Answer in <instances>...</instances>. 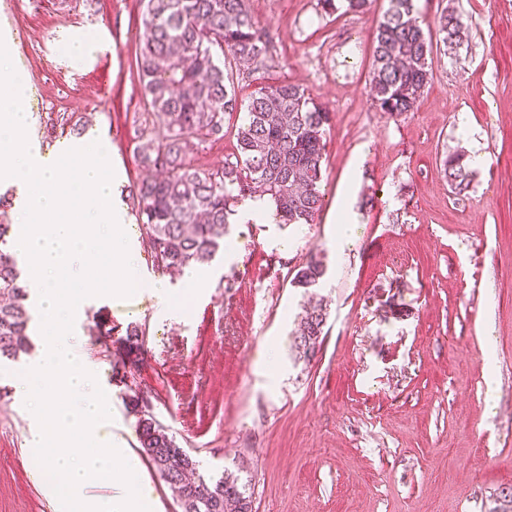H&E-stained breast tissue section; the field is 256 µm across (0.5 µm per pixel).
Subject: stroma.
Returning a JSON list of instances; mask_svg holds the SVG:
<instances>
[{
    "mask_svg": "<svg viewBox=\"0 0 512 512\" xmlns=\"http://www.w3.org/2000/svg\"><path fill=\"white\" fill-rule=\"evenodd\" d=\"M415 4L422 26L453 9L469 32L435 51L423 96L393 117L368 79L388 0L363 14L249 0L271 41L265 81L303 85L330 115L319 223L231 216L235 253L203 264L207 284L181 318L141 291L98 299L79 324L78 350L111 391L113 434L138 450L129 397L139 393L201 475L251 479L252 512H492L512 486V0ZM143 10L141 0H0V40L29 82L34 135L76 142L64 120L85 117L124 187L145 176L136 148L154 132L137 69ZM238 122L225 117L195 166L223 167ZM477 150L487 161L456 199L441 162ZM344 200L357 238L340 253ZM312 250L328 265L317 290L328 318L307 362L293 333L308 296L291 279ZM132 324L145 332L137 360L123 341ZM28 361L0 362V512H54L13 393Z\"/></svg>",
    "mask_w": 512,
    "mask_h": 512,
    "instance_id": "1",
    "label": "stroma"
}]
</instances>
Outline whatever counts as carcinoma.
Returning <instances> with one entry per match:
<instances>
[{
  "mask_svg": "<svg viewBox=\"0 0 512 512\" xmlns=\"http://www.w3.org/2000/svg\"><path fill=\"white\" fill-rule=\"evenodd\" d=\"M335 12L363 13L371 0H322ZM137 68L158 131L138 147L148 174L129 187L143 242L157 266L172 270L209 262L224 248L229 218L240 198L268 196L278 224H314L322 206L323 155L329 113L307 90L289 81L259 83L239 98L233 67L255 73L267 67L270 41L247 0H145ZM468 25L446 11L435 31L424 32L414 0H390L376 27L369 86L377 108L389 115L414 109L432 76L434 45H458ZM244 113L236 127L237 153L224 168L206 171L190 159L195 147L224 137V117ZM448 188L468 194L472 170L465 155L443 161ZM14 226L0 223V359L17 360L31 345L22 280L10 241ZM327 274L324 257L310 253L292 284L318 288ZM327 321L322 301L306 307L296 330V347L307 361L319 352ZM129 352L144 348L137 326L126 329ZM142 453L175 493L180 512H252V494L239 477L205 479L199 462L180 447L153 415L144 398L133 396Z\"/></svg>",
  "mask_w": 512,
  "mask_h": 512,
  "instance_id": "1",
  "label": "carcinoma"
}]
</instances>
